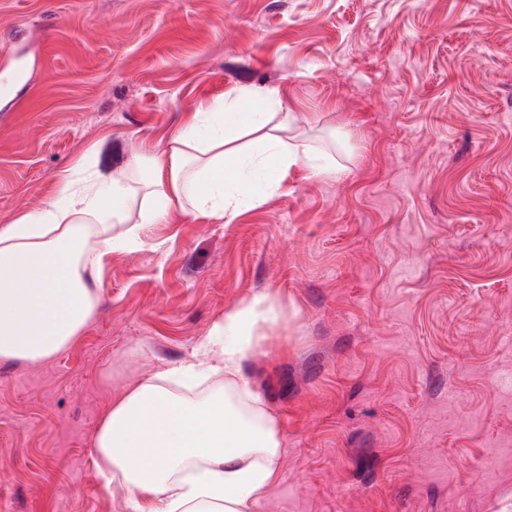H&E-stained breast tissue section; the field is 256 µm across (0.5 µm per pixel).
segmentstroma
Segmentation results:
<instances>
[{
    "label": "stroma",
    "instance_id": "obj_1",
    "mask_svg": "<svg viewBox=\"0 0 512 512\" xmlns=\"http://www.w3.org/2000/svg\"><path fill=\"white\" fill-rule=\"evenodd\" d=\"M2 77L0 225L241 85L350 159L147 225L64 351L0 361V512H128L104 416L261 291L287 316L245 367L285 439L261 512H512V0H0Z\"/></svg>",
    "mask_w": 512,
    "mask_h": 512
}]
</instances>
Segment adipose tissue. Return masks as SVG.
<instances>
[{
    "instance_id": "1",
    "label": "adipose tissue",
    "mask_w": 512,
    "mask_h": 512,
    "mask_svg": "<svg viewBox=\"0 0 512 512\" xmlns=\"http://www.w3.org/2000/svg\"><path fill=\"white\" fill-rule=\"evenodd\" d=\"M313 119L279 87L240 86L197 109L162 154L84 178L63 173L43 208L0 225V360L56 356L92 319L104 258L144 244L171 215L230 224L279 192L290 170L343 173L306 136ZM286 314L274 295L240 300L189 359L130 385L104 418L98 468L129 495L130 512H259L284 454L279 417L244 372ZM224 384L186 396L212 378Z\"/></svg>"
}]
</instances>
